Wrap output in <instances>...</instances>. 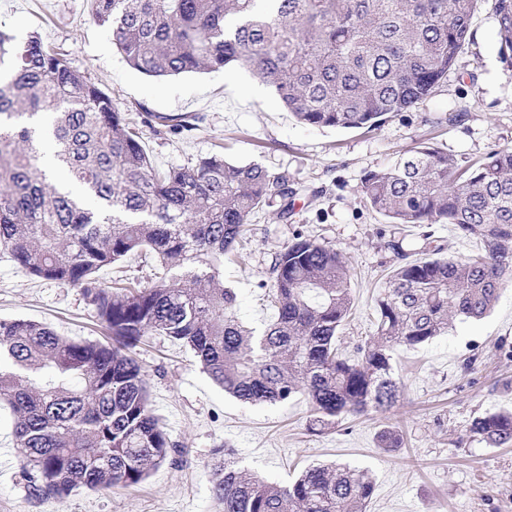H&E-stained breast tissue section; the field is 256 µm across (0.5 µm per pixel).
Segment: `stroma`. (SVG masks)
<instances>
[{"label":"stroma","mask_w":512,"mask_h":512,"mask_svg":"<svg viewBox=\"0 0 512 512\" xmlns=\"http://www.w3.org/2000/svg\"><path fill=\"white\" fill-rule=\"evenodd\" d=\"M0 29L21 42L37 35L67 54L135 120L154 166L185 165L220 149L232 162L287 177L293 197H272L252 215L241 261L224 265V285L234 290L246 326L273 321L271 268L296 235L336 248L351 269L353 307L336 339L348 356L374 334L386 278L403 256H416L423 232L451 259L479 248L451 225L433 224L407 228L403 254L393 253L382 237L388 221L364 201L360 181L423 139L461 161L512 147V71L498 54L487 2L444 86L372 132L299 124L244 68L143 75L94 23L89 0H0ZM162 114L185 116L189 129L173 133L157 125ZM286 205L292 213L284 219ZM0 318L37 320L74 340L104 336L80 288L34 278L1 253ZM136 359L152 407L180 450L176 463L134 487L80 489L60 500L31 496L16 459L0 474V512H216L211 458L224 446L234 449L241 467L279 481L318 463L367 470L374 491L366 512H512V446L490 448L466 436L474 418L512 409V280L484 318L454 320L447 334L399 353L393 408L347 417L324 433L310 430L304 397L263 406L236 400L167 337H149ZM389 427L400 433L399 447H384L381 434Z\"/></svg>","instance_id":"1"}]
</instances>
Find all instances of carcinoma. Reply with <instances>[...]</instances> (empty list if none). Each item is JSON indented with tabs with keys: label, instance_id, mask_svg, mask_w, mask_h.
<instances>
[{
	"label": "carcinoma",
	"instance_id": "1",
	"mask_svg": "<svg viewBox=\"0 0 512 512\" xmlns=\"http://www.w3.org/2000/svg\"><path fill=\"white\" fill-rule=\"evenodd\" d=\"M492 2L499 55L512 68V0H92V17L134 70L168 77L248 69L297 122L378 129L434 94ZM0 253L39 279L64 280L90 298L110 340L74 341L30 319L0 320V404L35 497L141 483L178 453L153 413L135 358L158 334L189 347L226 393L275 405L298 395L310 429L386 411L397 402L394 355L445 333L455 317L480 319L512 275V149L462 163L428 141L367 171L360 190L391 224L387 247L410 224H453L480 240L459 260L423 257L389 275L376 333L344 356L350 271L334 248L297 235L272 267L273 322L246 328L224 287V257L288 179L215 152L154 168L112 97L37 36L0 31ZM55 143L56 183L34 174L42 141ZM151 252L164 269L148 287L106 285L97 273ZM469 434L512 445V412L475 418ZM217 512H365L373 484L349 466L318 465L281 483L212 457Z\"/></svg>",
	"mask_w": 512,
	"mask_h": 512
}]
</instances>
